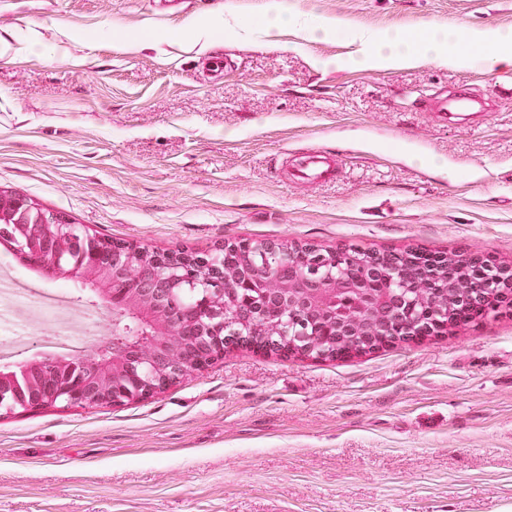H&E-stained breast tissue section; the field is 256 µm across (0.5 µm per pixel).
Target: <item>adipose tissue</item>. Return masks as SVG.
Segmentation results:
<instances>
[{
  "label": "adipose tissue",
  "instance_id": "obj_1",
  "mask_svg": "<svg viewBox=\"0 0 512 512\" xmlns=\"http://www.w3.org/2000/svg\"><path fill=\"white\" fill-rule=\"evenodd\" d=\"M481 46V57H473L458 48L461 39ZM361 48L353 57L355 65L400 69L421 60H433L449 66L467 67L482 60L490 67H512V30L486 29L461 36L455 28L436 25L430 35L419 42L412 41L402 30L391 28L378 35H365Z\"/></svg>",
  "mask_w": 512,
  "mask_h": 512
}]
</instances>
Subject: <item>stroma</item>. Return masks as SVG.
Returning <instances> with one entry per match:
<instances>
[{
	"label": "stroma",
	"instance_id": "obj_1",
	"mask_svg": "<svg viewBox=\"0 0 512 512\" xmlns=\"http://www.w3.org/2000/svg\"><path fill=\"white\" fill-rule=\"evenodd\" d=\"M299 26L264 43L271 2ZM338 24L324 39L307 28ZM512 29V0H0V190L149 250L277 242L467 252L512 266V70L347 61L362 33ZM486 119L437 125L439 90ZM337 176L294 180L301 153ZM60 293L85 336L29 326L1 371L92 353L105 295ZM0 512H512V307L344 360L244 347L155 397L0 416Z\"/></svg>",
	"mask_w": 512,
	"mask_h": 512
}]
</instances>
